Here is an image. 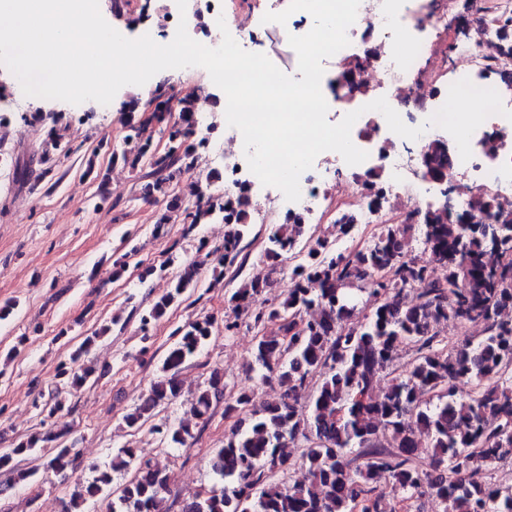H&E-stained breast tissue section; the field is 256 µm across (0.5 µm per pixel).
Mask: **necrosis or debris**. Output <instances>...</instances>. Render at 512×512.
Segmentation results:
<instances>
[{
  "mask_svg": "<svg viewBox=\"0 0 512 512\" xmlns=\"http://www.w3.org/2000/svg\"><path fill=\"white\" fill-rule=\"evenodd\" d=\"M186 12L167 7L160 28L176 31L180 17H187V32L195 41L218 46L222 41L218 17H225L227 27L236 29V42L241 48L264 46L267 30L250 20L228 15L227 0H188ZM427 19L417 8V0H360L357 19L348 29L349 44L340 50V57L359 54L363 48L376 53L375 65L361 75L362 82L371 88L369 94L350 93L336 89L337 99L355 102L365 112L355 122L351 139L358 148L366 149V166H380L386 180L383 191L386 208L372 211L366 207V193L355 180V167L341 164L329 167L323 158H316L311 169L300 177L301 198L287 201L274 187L262 186L249 170L244 154L243 137L239 130L225 127L222 140L210 144L209 150L217 159L208 183L212 193L234 199L246 194L254 199L255 221L259 224H277L289 216L310 219L323 201L340 195L349 198L350 206L358 213L362 224H383L392 217L391 201L407 191L415 156L434 138V131H426L412 147L402 148V139L389 130L384 116L368 110V103L383 97L403 122L410 127L420 125L442 106L447 97L448 83L439 81L435 74L424 75L418 61L431 52V42L422 32ZM456 63L453 80L469 78L479 87L497 88L504 107L512 111V89L497 86L494 71L499 63V48L492 24L477 27L475 35L466 37L455 47ZM500 133L503 144L494 155H487L482 143L491 133ZM469 160L454 159L448 178L460 182L462 193L487 190L492 195L512 197V121L500 115L487 118L473 133Z\"/></svg>",
  "mask_w": 512,
  "mask_h": 512,
  "instance_id": "obj_1",
  "label": "necrosis or debris"
}]
</instances>
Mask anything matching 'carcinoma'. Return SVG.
Here are the masks:
<instances>
[{
	"mask_svg": "<svg viewBox=\"0 0 512 512\" xmlns=\"http://www.w3.org/2000/svg\"><path fill=\"white\" fill-rule=\"evenodd\" d=\"M499 40L495 75L512 88V23L501 27ZM370 63L341 61L336 82L367 92L356 76ZM208 96L201 88L177 100L182 123L169 128L164 154L153 155L146 131L165 120L168 106L131 126L123 149L112 152V162L133 172L149 168L145 198L163 203L155 224H167L175 214L190 228L225 224L222 251L200 246L191 259H168L178 263V272L139 313L144 341L171 306L194 294L202 267L210 266L218 283L245 262L242 243L253 231L248 200L226 201L203 188L189 202L171 190L175 179L192 176L198 166L197 145L188 139L196 102ZM63 138V129L50 130L41 163L51 160ZM427 154L431 169L442 174L447 154L432 144ZM413 228L427 260L408 252ZM287 259L294 262L292 287L274 303L267 289ZM261 262L265 274L231 294L224 335L243 325L257 330L246 373L260 386H277L278 396L263 399L247 387L226 394L215 369L191 393L182 415L152 426L164 447L186 448L219 403L226 418L248 413L224 432V447L211 459V487L172 499L167 465L124 447L75 484L64 512H89L91 505L105 506L104 512H173L175 506L179 512H388L377 486L382 474L406 499L432 494L443 512H512V483L482 476L484 467L512 459V319L502 318L512 312V202L478 194L454 214L429 207L414 226L378 225L370 243L351 253L334 239L310 235L309 225L295 218L270 225ZM361 293L371 312L360 318ZM450 321L479 325L483 336L451 344L441 335ZM215 324L204 315L173 330L159 373L123 417L127 428H141L159 408L182 398L179 374L201 353ZM111 331L104 325L86 337L70 363L58 368L60 388L51 399L33 400L41 425L69 409L67 396L91 381L93 370L83 358L95 339ZM405 344L414 347V358L398 370L394 354ZM384 374L389 379L381 389ZM462 382L471 385L466 396L459 394ZM54 439L51 431L35 433L0 452V494L33 485L39 473L34 462L44 451L54 474L79 467L75 446L45 449ZM292 447L301 449L299 457L289 452ZM23 460L32 466L18 468ZM297 466L307 480L286 481ZM118 475L124 482L114 488Z\"/></svg>",
	"mask_w": 512,
	"mask_h": 512,
	"instance_id": "carcinoma-1",
	"label": "carcinoma"
}]
</instances>
